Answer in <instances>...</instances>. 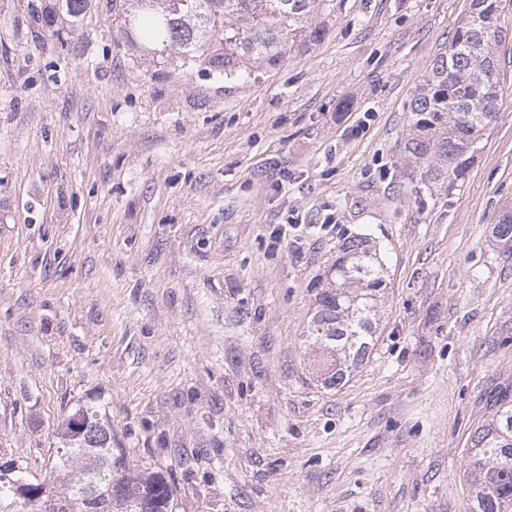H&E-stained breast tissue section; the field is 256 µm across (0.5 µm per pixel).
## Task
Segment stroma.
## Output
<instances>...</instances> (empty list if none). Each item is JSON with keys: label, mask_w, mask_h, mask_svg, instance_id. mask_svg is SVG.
<instances>
[{"label": "stroma", "mask_w": 512, "mask_h": 512, "mask_svg": "<svg viewBox=\"0 0 512 512\" xmlns=\"http://www.w3.org/2000/svg\"><path fill=\"white\" fill-rule=\"evenodd\" d=\"M0 0V464L47 479L104 405L177 512H467L469 432L512 388V0L499 118L461 188L421 181L408 105L470 0H332L255 80L157 70L98 7L64 38ZM287 235L274 239V230ZM370 233L390 290L343 387L314 282Z\"/></svg>", "instance_id": "stroma-1"}]
</instances>
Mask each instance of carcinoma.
Segmentation results:
<instances>
[{
    "instance_id": "1",
    "label": "carcinoma",
    "mask_w": 512,
    "mask_h": 512,
    "mask_svg": "<svg viewBox=\"0 0 512 512\" xmlns=\"http://www.w3.org/2000/svg\"><path fill=\"white\" fill-rule=\"evenodd\" d=\"M502 0H471L469 16L425 70L410 103L405 152L420 178L449 191L462 186L484 131L501 103ZM323 0H107L124 44L183 73L224 80L259 77L281 67L296 45L319 41L312 22ZM94 0H44L35 20L61 36L79 31ZM495 240L512 242V208L493 225ZM390 284L387 263L368 234H351L315 284L306 344L318 361L321 385L346 384L378 340L380 309ZM470 512H512V397L496 401L469 437ZM176 512L174 483L159 468L137 465L112 432L102 406L81 405L62 422L44 499L29 512Z\"/></svg>"
}]
</instances>
